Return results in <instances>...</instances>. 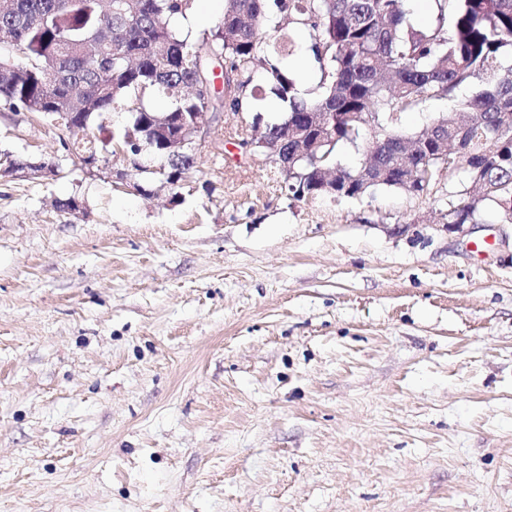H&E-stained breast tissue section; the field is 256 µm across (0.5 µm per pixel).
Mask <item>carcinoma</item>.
Returning a JSON list of instances; mask_svg holds the SVG:
<instances>
[{
	"mask_svg": "<svg viewBox=\"0 0 512 512\" xmlns=\"http://www.w3.org/2000/svg\"><path fill=\"white\" fill-rule=\"evenodd\" d=\"M196 0H0V106L63 124L131 114L115 145L168 165L136 168V190L177 187L197 163L173 141L202 113L222 108L261 120L271 97L283 115L265 125L266 149L288 142V197L359 200L377 190L419 196L440 167L466 168L443 215L477 224L483 208L512 198V0H431L433 20L416 22L410 0H224L215 26L193 42L178 19ZM310 40L314 88L299 87L296 33ZM223 89L212 91L213 64ZM264 68L265 85L253 84ZM474 85L456 99L463 85ZM170 100L155 113L152 100ZM456 100L458 124L403 134L400 113ZM372 120L374 153L349 167L340 156ZM321 142L317 153L304 148Z\"/></svg>",
	"mask_w": 512,
	"mask_h": 512,
	"instance_id": "1",
	"label": "carcinoma"
}]
</instances>
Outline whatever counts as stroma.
Masks as SVG:
<instances>
[{
	"mask_svg": "<svg viewBox=\"0 0 512 512\" xmlns=\"http://www.w3.org/2000/svg\"><path fill=\"white\" fill-rule=\"evenodd\" d=\"M218 112L172 201L0 107V512H512V225L289 199ZM75 196L79 212L55 202ZM28 158L14 157L10 152H4L3 158L0 153V180L7 177H15L25 174V177L31 174L30 166H34Z\"/></svg>",
	"mask_w": 512,
	"mask_h": 512,
	"instance_id": "35a3bbf8",
	"label": "stroma"
}]
</instances>
